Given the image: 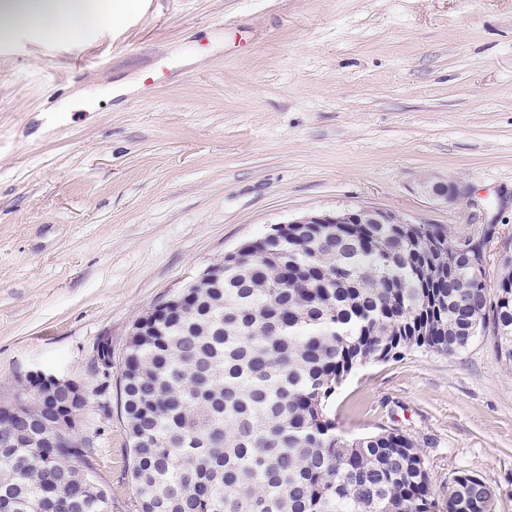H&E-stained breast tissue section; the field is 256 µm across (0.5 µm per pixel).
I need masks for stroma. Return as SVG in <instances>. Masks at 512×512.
<instances>
[{"mask_svg":"<svg viewBox=\"0 0 512 512\" xmlns=\"http://www.w3.org/2000/svg\"><path fill=\"white\" fill-rule=\"evenodd\" d=\"M54 42L0 30V398L32 369L93 390L112 344L247 241L372 208L512 247V0H112ZM469 187L446 206L423 179ZM347 438L394 427L433 491L480 475L512 512V363L492 335L351 374ZM112 512H129L120 413L89 401Z\"/></svg>","mask_w":512,"mask_h":512,"instance_id":"1","label":"stroma"}]
</instances>
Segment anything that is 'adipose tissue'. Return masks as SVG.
Returning <instances> with one entry per match:
<instances>
[{"label":"adipose tissue","instance_id":"obj_1","mask_svg":"<svg viewBox=\"0 0 512 512\" xmlns=\"http://www.w3.org/2000/svg\"><path fill=\"white\" fill-rule=\"evenodd\" d=\"M111 18L107 0H0V29L34 27L52 41L77 38Z\"/></svg>","mask_w":512,"mask_h":512}]
</instances>
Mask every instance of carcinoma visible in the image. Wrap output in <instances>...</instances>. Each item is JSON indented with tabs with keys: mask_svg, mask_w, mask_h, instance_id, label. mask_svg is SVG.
<instances>
[{
	"mask_svg": "<svg viewBox=\"0 0 512 512\" xmlns=\"http://www.w3.org/2000/svg\"><path fill=\"white\" fill-rule=\"evenodd\" d=\"M443 224H294L251 242L168 314L137 320L117 380L131 512H497L457 471L441 498L395 428L344 438L331 417L356 369L455 355L492 328L512 361V254L457 252ZM91 442L63 438L32 399L0 416V512H108ZM84 469H79L76 462Z\"/></svg>",
	"mask_w": 512,
	"mask_h": 512,
	"instance_id": "1",
	"label": "carcinoma"
}]
</instances>
